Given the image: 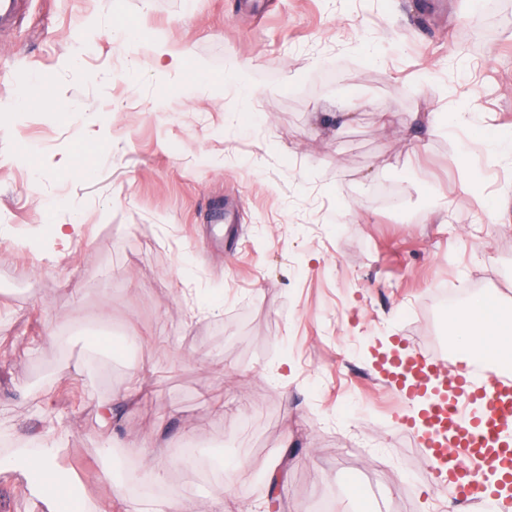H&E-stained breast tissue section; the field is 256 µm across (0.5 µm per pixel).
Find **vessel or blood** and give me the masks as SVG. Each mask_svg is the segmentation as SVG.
Here are the masks:
<instances>
[{"mask_svg": "<svg viewBox=\"0 0 512 512\" xmlns=\"http://www.w3.org/2000/svg\"><path fill=\"white\" fill-rule=\"evenodd\" d=\"M26 0H0V34L17 29ZM421 382H406L405 397L422 398L413 421L435 477L445 478L465 497L483 495L480 475L501 473L512 487V374L490 371L476 362L454 370L442 368L429 354L405 360Z\"/></svg>", "mask_w": 512, "mask_h": 512, "instance_id": "b4317fda", "label": "vessel or blood"}]
</instances>
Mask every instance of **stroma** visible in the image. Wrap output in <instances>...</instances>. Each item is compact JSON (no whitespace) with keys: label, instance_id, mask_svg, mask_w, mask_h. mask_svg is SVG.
Segmentation results:
<instances>
[{"label":"stroma","instance_id":"35a3bbf8","mask_svg":"<svg viewBox=\"0 0 512 512\" xmlns=\"http://www.w3.org/2000/svg\"><path fill=\"white\" fill-rule=\"evenodd\" d=\"M416 2L30 0L0 38V105L39 80L56 105L0 125V454L64 433L61 470L100 512H126L109 481L147 463V438L172 460L142 502L442 512L373 357L395 342L455 366L429 305L443 279L457 303L512 305V163L486 144L512 140V0ZM157 39L190 48L183 68ZM459 109L476 128L449 126ZM225 197L235 223H209Z\"/></svg>","mask_w":512,"mask_h":512}]
</instances>
